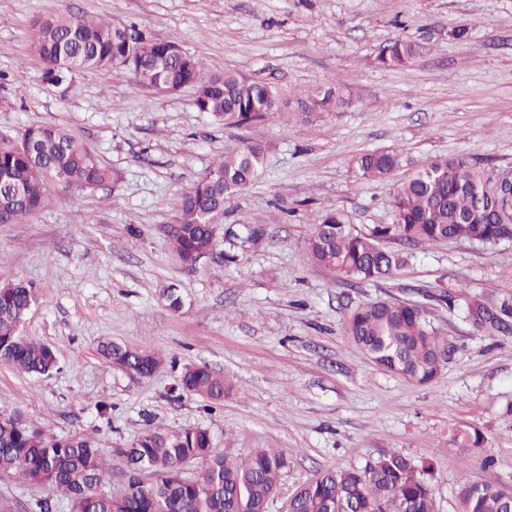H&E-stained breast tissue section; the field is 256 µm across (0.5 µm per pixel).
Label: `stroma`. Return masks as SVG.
Masks as SVG:
<instances>
[{
    "label": "stroma",
    "instance_id": "1",
    "mask_svg": "<svg viewBox=\"0 0 512 512\" xmlns=\"http://www.w3.org/2000/svg\"><path fill=\"white\" fill-rule=\"evenodd\" d=\"M67 8L175 38L206 73L271 85L278 109L227 128L197 112L194 88L148 92L125 69L44 83L33 22ZM460 25L467 40L450 36ZM398 37L428 50L383 67L378 57ZM323 83L342 86L348 105L299 124L297 98ZM35 124L69 130L112 181L51 189L43 209L0 224V284L36 288L21 332L58 360L45 376L0 365V416L91 439L112 462L108 493L123 483L114 449L155 427L197 426L233 456L285 455L267 512H288L302 484L382 449L432 460L435 512H457L467 477L512 492V333L487 335L464 307L432 298L460 288L490 310L512 306V242L422 245L392 280L354 285L314 265L306 248L329 208L363 233L393 223L396 184L432 159L466 153L487 171L512 170V0H0V145ZM247 141L265 147L266 162L225 200L229 235L187 266L167 237L173 204L226 146ZM377 150L397 153L398 168L361 179L356 158ZM169 288L182 310L170 308ZM390 296L421 303L448 343L429 384L377 367L345 332L352 309ZM106 339L163 363L152 377L132 376L99 355ZM189 365L223 375V403L174 392ZM458 429L480 430L484 448H457ZM47 496L54 512H73L47 487L0 475V512H31Z\"/></svg>",
    "mask_w": 512,
    "mask_h": 512
}]
</instances>
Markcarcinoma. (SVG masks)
I'll use <instances>...</instances> for the list:
<instances>
[{"instance_id": "1", "label": "carcinoma", "mask_w": 512, "mask_h": 512, "mask_svg": "<svg viewBox=\"0 0 512 512\" xmlns=\"http://www.w3.org/2000/svg\"><path fill=\"white\" fill-rule=\"evenodd\" d=\"M43 80L58 86L82 71L103 76L126 68L138 86L164 93L169 88H196L195 107L226 127H248L276 110L274 89L243 74L206 75L198 59L173 39L158 40L123 25L65 10L34 23ZM424 48L403 38L391 41L379 56L388 68L404 67ZM348 103L337 86L319 85L297 99L302 115L335 112ZM258 143L228 148L224 156L177 199L176 229L169 237L184 261H192L216 244L205 214L224 209L226 195L250 185L265 164ZM355 166L361 178L383 180L398 166L389 151L365 153ZM112 178L94 152L55 125H31L11 145L0 147V224H16L41 210L49 189H93ZM395 222L368 233L357 231L336 210L326 211L314 225L307 249L312 263L350 283L393 278L406 264L404 247L452 240L479 243L512 241V196L494 184L493 175L468 155L437 158L409 174L394 191ZM398 243L387 247L384 242ZM35 291L22 282L0 284V365L18 372L46 375L57 366L53 348L22 336L20 327ZM483 321L467 309L477 327L484 323L509 329L512 310L493 314L485 307ZM345 331L378 367L423 385L441 372L446 343L436 335L424 308L400 299L364 303L350 314ZM99 354L118 368L149 377L162 360L155 354L103 341ZM178 389L209 402L224 399V377L206 366H187ZM452 441L477 449L484 438L474 430H457ZM113 455L125 466V481L115 494L100 486L112 473L88 439L53 440L26 427L15 417H0V473L20 477L69 496L77 512H266L287 461L281 453L257 450L244 460L218 452L206 428L176 435L155 429L143 432L128 448ZM201 459L197 479L178 476L181 464ZM158 476L146 485L141 474ZM433 468L397 451L381 450L362 468L323 473L291 500L289 512H435L431 489ZM457 498L459 512H512V493L498 486L466 479Z\"/></svg>"}]
</instances>
